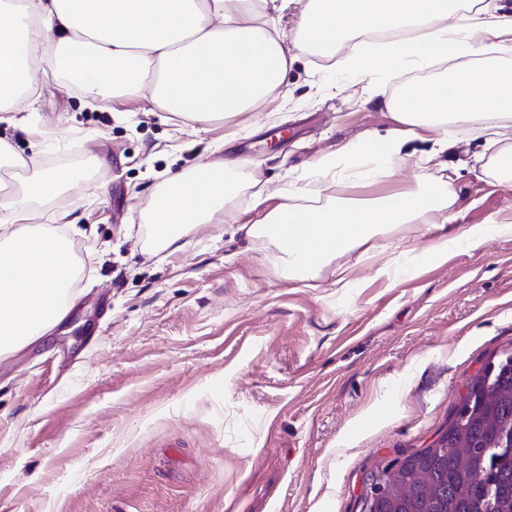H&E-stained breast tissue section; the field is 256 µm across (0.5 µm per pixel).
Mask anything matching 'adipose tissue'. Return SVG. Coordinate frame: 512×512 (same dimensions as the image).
Listing matches in <instances>:
<instances>
[{"label": "adipose tissue", "instance_id": "1", "mask_svg": "<svg viewBox=\"0 0 512 512\" xmlns=\"http://www.w3.org/2000/svg\"><path fill=\"white\" fill-rule=\"evenodd\" d=\"M290 8L295 20L287 32L278 15ZM382 31L392 34L382 54L373 61L344 58L346 71L374 85L438 60L457 68L420 90V107L385 100L395 130L321 157L306 183L281 188L263 222L247 227L248 237L274 248L282 279L308 278L377 234L454 220L452 185L430 170L448 147L449 126L465 127L474 114L491 120L484 129L489 145L512 139V64L501 60L512 51V6L501 0H0V123L15 124L21 103L47 82L66 86L71 76L83 79L85 94L104 101L149 95L192 127L229 121L270 100L299 55L332 54L355 36ZM416 140L431 148L417 160L415 186L367 199L324 195L326 182L391 179L405 146ZM46 145L35 141L24 159L0 138V169L26 171L18 186L0 184V356L47 333L73 303L70 242L56 225L35 220L40 204L86 177L41 167ZM244 187L255 206H265L266 188L254 178L240 182L232 165L207 163L173 175L148 219L157 250H180L191 228L213 223ZM510 231L492 215L458 236L433 240L420 258L437 262L449 248Z\"/></svg>", "mask_w": 512, "mask_h": 512}]
</instances>
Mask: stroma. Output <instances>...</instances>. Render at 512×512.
Wrapping results in <instances>:
<instances>
[{
    "label": "stroma",
    "instance_id": "1",
    "mask_svg": "<svg viewBox=\"0 0 512 512\" xmlns=\"http://www.w3.org/2000/svg\"><path fill=\"white\" fill-rule=\"evenodd\" d=\"M395 89L306 55L242 134L233 121L181 125L144 96L111 108L50 86L17 115L28 133L0 124L23 157L54 138L41 165L88 179L40 207L45 224L80 217L75 304L0 358V512H357L363 473L446 429L467 379L512 348V234L439 264L416 254L492 214L512 224V184L472 162L480 133L448 128L453 223L378 235L372 259L338 257L313 280L282 279L246 236L264 216L246 191L182 251L148 243L173 174L234 160L271 191L301 181L342 144L395 129L382 103ZM425 149L411 142L389 182L328 192L411 187ZM386 264L403 274L381 275ZM377 401L384 415L365 418Z\"/></svg>",
    "mask_w": 512,
    "mask_h": 512
}]
</instances>
